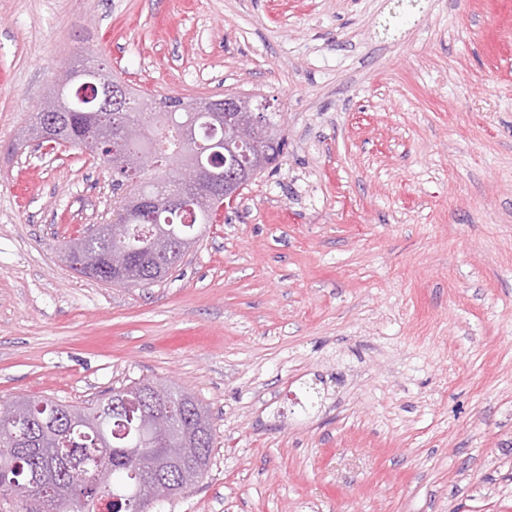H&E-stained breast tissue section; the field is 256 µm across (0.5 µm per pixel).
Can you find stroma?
<instances>
[{
  "label": "stroma",
  "mask_w": 512,
  "mask_h": 512,
  "mask_svg": "<svg viewBox=\"0 0 512 512\" xmlns=\"http://www.w3.org/2000/svg\"><path fill=\"white\" fill-rule=\"evenodd\" d=\"M83 64L277 115L163 282L74 274L112 172L18 143ZM142 379L215 435L155 512H512V0H0V397Z\"/></svg>",
  "instance_id": "35a3bbf8"
}]
</instances>
